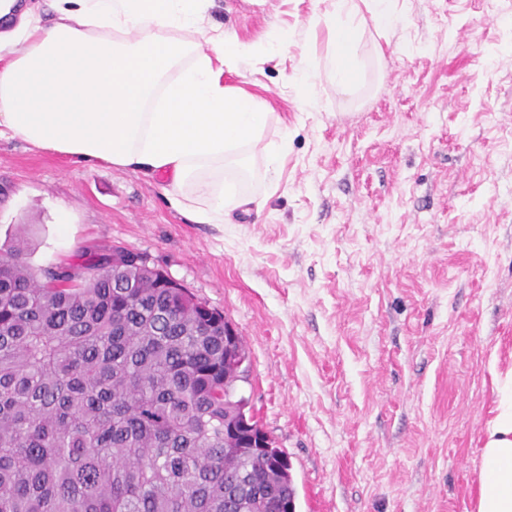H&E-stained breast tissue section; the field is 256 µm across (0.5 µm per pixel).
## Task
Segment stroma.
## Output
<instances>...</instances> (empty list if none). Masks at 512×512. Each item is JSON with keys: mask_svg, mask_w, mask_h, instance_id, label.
<instances>
[{"mask_svg": "<svg viewBox=\"0 0 512 512\" xmlns=\"http://www.w3.org/2000/svg\"><path fill=\"white\" fill-rule=\"evenodd\" d=\"M393 7L402 28L364 22L357 93L321 76L305 102L293 80L329 53L334 0H211L206 23L256 48L225 85L288 144L272 178L254 154L220 224L180 213L163 176L0 136V246L23 224L37 267L135 251L223 313L297 512H474L512 367V0Z\"/></svg>", "mask_w": 512, "mask_h": 512, "instance_id": "1", "label": "stroma"}]
</instances>
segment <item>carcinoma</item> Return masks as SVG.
<instances>
[{
    "label": "carcinoma",
    "mask_w": 512,
    "mask_h": 512,
    "mask_svg": "<svg viewBox=\"0 0 512 512\" xmlns=\"http://www.w3.org/2000/svg\"><path fill=\"white\" fill-rule=\"evenodd\" d=\"M0 249V512H288L280 448H229L224 315L109 254Z\"/></svg>",
    "instance_id": "1"
}]
</instances>
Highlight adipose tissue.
<instances>
[{
	"instance_id": "obj_1",
	"label": "adipose tissue",
	"mask_w": 512,
	"mask_h": 512,
	"mask_svg": "<svg viewBox=\"0 0 512 512\" xmlns=\"http://www.w3.org/2000/svg\"><path fill=\"white\" fill-rule=\"evenodd\" d=\"M391 0H336L324 17L331 51L303 62L302 99L325 75L344 92L359 82L365 13L391 28ZM208 0H51L43 26L0 31V130L78 162L169 177L164 192L198 224H220L239 200L245 167L270 115L226 86V63L252 56L235 34L205 24ZM476 512H512V369L498 374L486 429Z\"/></svg>"
}]
</instances>
